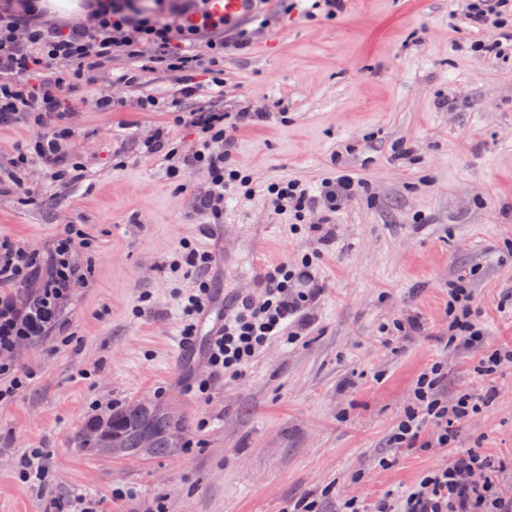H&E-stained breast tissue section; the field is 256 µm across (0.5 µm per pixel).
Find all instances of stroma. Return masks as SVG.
Listing matches in <instances>:
<instances>
[{"label":"stroma","instance_id":"stroma-1","mask_svg":"<svg viewBox=\"0 0 512 512\" xmlns=\"http://www.w3.org/2000/svg\"><path fill=\"white\" fill-rule=\"evenodd\" d=\"M464 0H349L345 13L307 18L269 0L241 26L249 49L224 53V94L202 91L187 110L268 112L242 128L233 165L260 184L311 185L336 170L360 183L330 218L331 241L292 224L263 195L224 203L213 226L197 214L202 176L177 187L141 152L163 128L182 148L192 128L136 98L114 112L71 101L69 161L85 179L50 185L30 205L0 188V240L46 248L64 225L91 243V273L66 310L63 338L22 350L33 377L0 398V512H47L51 500L97 512H288L302 497L321 512L347 499L372 507L448 462L449 451L392 448L387 439L433 363L448 369L445 395L494 388L482 413L459 426L456 446L505 463L512 493V366L490 380L478 356L448 347V284L474 292L487 342L512 346V55L471 51ZM138 71L141 94L170 97L171 74L113 59L89 91ZM454 101L437 109V97ZM209 249L211 287L227 298L256 293L265 266L311 263L324 291L306 305L296 340L264 346L247 376L218 377L207 392L205 358H181L177 298L194 285L167 262L181 244ZM418 315L419 335L385 332ZM139 402L179 416L162 456H118L80 439L92 420ZM41 451L45 485L23 482L21 460Z\"/></svg>","mask_w":512,"mask_h":512}]
</instances>
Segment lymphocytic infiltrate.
I'll return each mask as SVG.
<instances>
[{"label":"lymphocytic infiltrate","mask_w":512,"mask_h":512,"mask_svg":"<svg viewBox=\"0 0 512 512\" xmlns=\"http://www.w3.org/2000/svg\"><path fill=\"white\" fill-rule=\"evenodd\" d=\"M503 0H467L465 18L471 27L498 31L492 42L472 43L473 51L512 52V31L503 29ZM150 46V61L175 75L177 99L141 97L147 111H177L178 123L191 127L196 141L189 153L173 147L167 132L158 129L142 142L145 156H159L170 175L202 174L206 190L201 211L220 219L224 200L238 193L254 196L249 175L229 166L228 159L241 128L266 122L264 112L216 110L178 112L180 100L194 97L199 75H207L216 92L224 90V17L212 11L209 0H90L85 22L64 27L44 19L37 0H0V126L19 118L44 125L55 123L11 162L16 192L22 202L36 201L45 185L77 183L85 178L78 164H66L72 127L64 124L65 104L81 88L88 72L113 58L141 59ZM38 171L41 182L30 181ZM264 194L279 214L304 219L314 210L336 212L356 194L347 173L320 182L318 191L290 180L268 185ZM86 241L76 225H65L46 250L27 249L0 241V378L14 381L15 368L4 355L21 351L32 340L49 335L87 270L79 253ZM260 296L242 299L238 310L224 320V333L214 341L207 363L217 372L245 377L259 349L288 335V325L304 303L315 300L322 286H309L306 273L291 274L287 263L265 266L258 274ZM448 343L480 352L478 370L490 375L512 364V349L482 354L484 330L477 321L471 291L457 286L448 291ZM441 364L420 373L413 386V405L392 432L394 448H445L456 439V426L482 412L491 394L466 392L456 400L443 397ZM499 465L480 451H456L444 466L422 475L410 488L381 499L374 512H512V495L497 484Z\"/></svg>","instance_id":"f902f5d3"}]
</instances>
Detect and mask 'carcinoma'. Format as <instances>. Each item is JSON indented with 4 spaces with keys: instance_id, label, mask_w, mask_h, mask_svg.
Returning <instances> with one entry per match:
<instances>
[{
    "instance_id": "cac0c4a2",
    "label": "carcinoma",
    "mask_w": 512,
    "mask_h": 512,
    "mask_svg": "<svg viewBox=\"0 0 512 512\" xmlns=\"http://www.w3.org/2000/svg\"><path fill=\"white\" fill-rule=\"evenodd\" d=\"M181 422L167 411L148 403H138L112 412L104 423L89 424L81 437L95 436V445L120 455L165 454L173 445Z\"/></svg>"
}]
</instances>
